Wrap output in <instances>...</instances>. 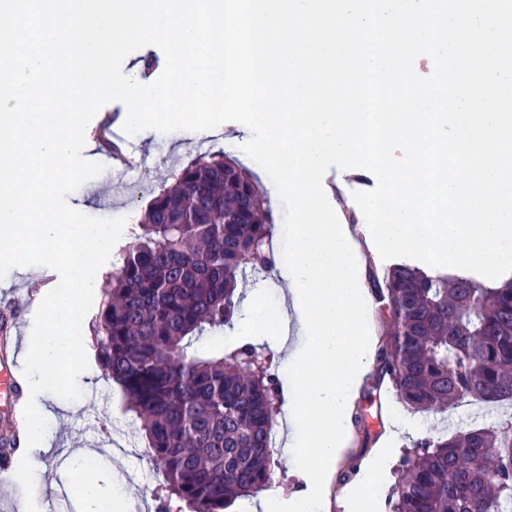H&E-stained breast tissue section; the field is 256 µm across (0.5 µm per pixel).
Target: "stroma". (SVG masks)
Segmentation results:
<instances>
[{
  "mask_svg": "<svg viewBox=\"0 0 512 512\" xmlns=\"http://www.w3.org/2000/svg\"><path fill=\"white\" fill-rule=\"evenodd\" d=\"M99 130V123L94 121L87 127L89 136L96 142L88 158L104 164L105 170L92 178L90 184L81 185L71 193L67 202L72 206L81 205L84 214L97 218L101 210L92 195L93 190L111 196V217L126 220L120 241L115 244L106 263L107 269L111 271L119 265L121 251L130 240L136 217L146 209L155 195L171 185L172 170L185 166L200 154L222 150L238 163L249 161L240 147L229 150L222 139L207 138L199 141L183 130L166 134L156 132L144 138L137 134L127 135L122 127L116 125L107 141L100 139ZM43 285V280L24 276L16 270L10 271L0 281V322L7 320L11 323L13 344L8 362L18 372L24 366L23 334L29 323L30 310L14 306L13 300L28 294L39 295ZM104 300V293H97L83 321L82 333L86 338L91 374L79 382L82 397L76 401H68L53 394L47 397V404L58 422L52 431L50 449L35 454L43 483L42 501L47 504L63 497L76 500L78 488L85 479L80 462L84 453L92 452L97 456L94 477L105 493L110 494L116 490L126 492L133 501L145 503L147 512H157L160 497L167 494L166 483L162 474L156 472L149 456L144 453L145 441L138 425L131 421L125 410L121 388L107 376L98 359L100 338L97 329ZM373 384V378H366L357 398L358 404L363 407L368 428L364 431L353 430L351 443L341 463L345 466L362 464L374 448L386 444L390 460L389 468L383 476L381 493L387 496L391 494L413 451L414 436L442 433L443 425L441 421L412 413L398 402L392 390L379 391L374 389ZM90 418L128 430L131 441L143 453L141 460H134L118 444L108 441L101 433H88L85 423ZM136 463L146 472V479L124 481V473Z\"/></svg>",
  "mask_w": 512,
  "mask_h": 512,
  "instance_id": "1",
  "label": "stroma"
}]
</instances>
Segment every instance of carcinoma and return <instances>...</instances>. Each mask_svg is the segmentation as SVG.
<instances>
[{"instance_id": "cac0c4a2", "label": "carcinoma", "mask_w": 512, "mask_h": 512, "mask_svg": "<svg viewBox=\"0 0 512 512\" xmlns=\"http://www.w3.org/2000/svg\"><path fill=\"white\" fill-rule=\"evenodd\" d=\"M274 217L252 173L222 153L199 155L150 201L107 282L98 357L140 421L168 497L225 512L261 493L278 464L279 383L251 344L188 353L232 326L239 283L276 259ZM385 314L375 387L419 413L463 403L512 407V280L486 288L395 264L369 271ZM390 512H495L512 502V415L413 442Z\"/></svg>"}]
</instances>
